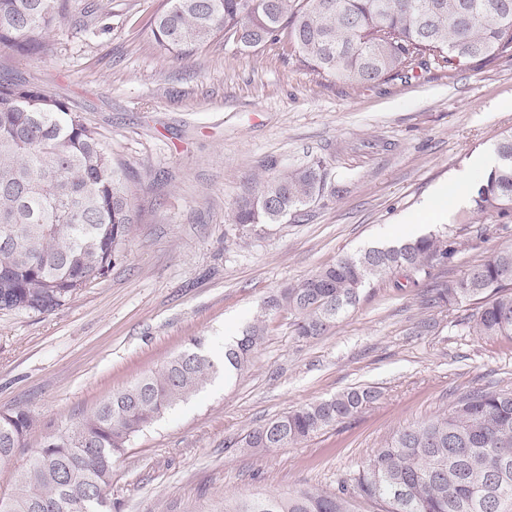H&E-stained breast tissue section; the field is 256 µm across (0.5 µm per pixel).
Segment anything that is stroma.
Returning <instances> with one entry per match:
<instances>
[{"label":"stroma","instance_id":"stroma-1","mask_svg":"<svg viewBox=\"0 0 512 512\" xmlns=\"http://www.w3.org/2000/svg\"><path fill=\"white\" fill-rule=\"evenodd\" d=\"M161 2L75 0L44 52L20 64L0 49L1 76L68 100L97 127L135 211L105 278L50 312L0 310V411L21 406L33 420L0 464V495L46 436L158 372L192 337L221 356L225 337L281 288L400 239L402 215L512 130V60L453 75L433 66L371 87L320 80L284 39L249 52L219 40L178 60L150 38ZM317 157L335 197L256 234L230 223L248 175L272 178ZM463 212L425 227L462 243L432 281L512 246V223L482 232ZM422 292L375 284L309 340L294 336L288 311L272 315L243 374L216 376L115 456L111 512H224L228 495L331 492L399 427L471 390L512 388V339L468 332L461 313L423 308ZM422 318L436 329L412 335ZM355 386L381 396L299 443L243 446L290 408Z\"/></svg>","mask_w":512,"mask_h":512}]
</instances>
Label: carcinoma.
I'll list each match as a JSON object with an SVG mask.
<instances>
[{
	"label": "carcinoma",
	"mask_w": 512,
	"mask_h": 512,
	"mask_svg": "<svg viewBox=\"0 0 512 512\" xmlns=\"http://www.w3.org/2000/svg\"><path fill=\"white\" fill-rule=\"evenodd\" d=\"M64 0H0V48L23 60L43 50ZM287 33L303 67L321 80L371 86L431 64L479 71L512 59V0H162L150 21L159 50L187 58L222 37L245 50ZM494 166L471 191V224L512 223V131L492 144ZM229 221L252 233L283 224L336 195L319 158L273 179H248ZM134 214L124 173L82 113L36 86L0 77V310L50 312L108 275ZM462 242L425 235L336 261L264 302L222 363L204 337L163 369L112 393L93 411L44 439L18 473L0 512H104L99 491L114 457L165 412L197 394L219 369L248 368L268 315L286 310L293 332L315 339L335 327L364 290L397 273L413 283ZM425 304L457 310L486 338H512V246L454 280L427 290ZM371 387L293 407L253 429L247 448L301 442L377 401ZM32 428L27 410L0 412V462ZM380 512H512V389L469 391L442 414L400 428L336 491L224 497V512H353L350 500Z\"/></svg>",
	"instance_id": "1"
}]
</instances>
